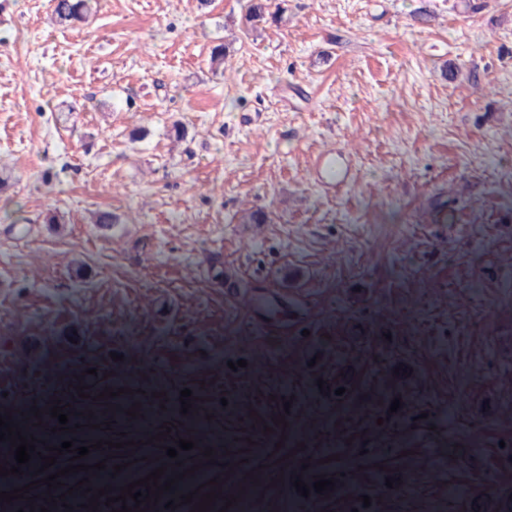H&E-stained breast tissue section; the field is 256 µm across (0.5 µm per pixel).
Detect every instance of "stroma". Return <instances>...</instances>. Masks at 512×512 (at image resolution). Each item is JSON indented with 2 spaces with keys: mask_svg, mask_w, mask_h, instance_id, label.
<instances>
[{
  "mask_svg": "<svg viewBox=\"0 0 512 512\" xmlns=\"http://www.w3.org/2000/svg\"><path fill=\"white\" fill-rule=\"evenodd\" d=\"M246 6L100 0L70 28L52 23L51 0H0V416L58 446L85 433L58 430L54 400L70 424L91 413L105 445L82 459L89 491L65 477L67 505L109 484L96 465L121 432L140 476L207 465L253 512H270L281 481L319 474L334 489L293 493L295 512H388L360 494L389 476L404 512H477L492 494L512 512V0H271L273 21L255 28ZM422 7L425 26L412 19ZM332 145L355 170L336 194L311 174ZM250 210L268 220L245 250ZM98 211L120 224H93ZM54 324L79 342L49 343ZM118 336L132 342L116 361ZM395 346L410 374L391 367ZM321 379L326 403L368 418L343 472L302 453L335 443V424L312 434L301 407L276 399L281 384L307 397ZM186 388L189 418L249 416L234 450L205 457L177 414ZM281 433L287 459L263 484L242 479ZM179 439L194 448L167 457ZM432 448L450 470L439 489Z\"/></svg>",
  "mask_w": 512,
  "mask_h": 512,
  "instance_id": "stroma-1",
  "label": "stroma"
}]
</instances>
